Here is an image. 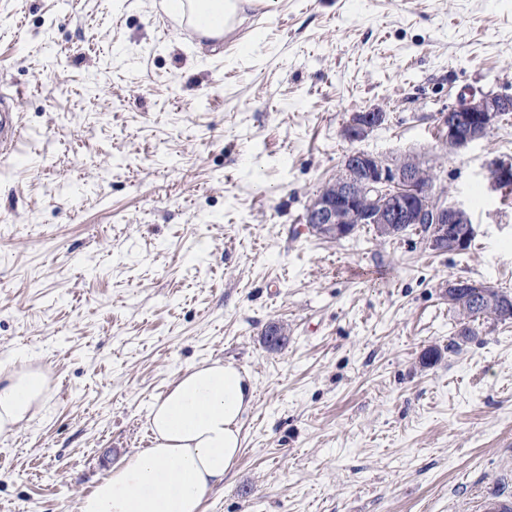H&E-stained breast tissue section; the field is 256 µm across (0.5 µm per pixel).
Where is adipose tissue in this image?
<instances>
[{"mask_svg": "<svg viewBox=\"0 0 512 512\" xmlns=\"http://www.w3.org/2000/svg\"><path fill=\"white\" fill-rule=\"evenodd\" d=\"M192 2L197 22L220 40L242 0H167L169 12ZM50 379L29 363L0 367V437L13 436L41 413ZM253 403L250 376L221 360L179 371L152 403V446L113 466L80 498L77 512H202L207 494L223 487L242 448L241 423Z\"/></svg>", "mask_w": 512, "mask_h": 512, "instance_id": "ef3b65f1", "label": "adipose tissue"}]
</instances>
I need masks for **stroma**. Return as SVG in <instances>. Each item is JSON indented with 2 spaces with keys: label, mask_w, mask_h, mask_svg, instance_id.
Segmentation results:
<instances>
[{
  "label": "stroma",
  "mask_w": 512,
  "mask_h": 512,
  "mask_svg": "<svg viewBox=\"0 0 512 512\" xmlns=\"http://www.w3.org/2000/svg\"><path fill=\"white\" fill-rule=\"evenodd\" d=\"M0 79L23 134L0 159V364L52 386L0 438V512H76L150 447L176 374L216 359L255 399L203 512H467L512 493V320L457 344L446 297L456 279L512 295V190L489 174L512 113L456 152L439 120L461 93L512 94V0H250L218 43L159 0H0ZM374 108L385 122L345 140ZM355 148L431 167L471 247L317 236L309 201ZM386 118L381 109H372L357 113L343 127L342 134L350 142H358L364 139L374 128L380 126ZM469 510L472 512H511L512 497L501 493L500 490L489 489L483 491L471 502Z\"/></svg>",
  "instance_id": "35a3bbf8"
}]
</instances>
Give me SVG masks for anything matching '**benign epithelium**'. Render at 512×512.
<instances>
[{
    "mask_svg": "<svg viewBox=\"0 0 512 512\" xmlns=\"http://www.w3.org/2000/svg\"><path fill=\"white\" fill-rule=\"evenodd\" d=\"M512 112V95L470 91L448 106L441 116L446 127L445 144L457 151L483 140L501 116ZM386 113L380 109L360 112L343 127V136L358 142L380 126ZM492 184H512V159H494L489 165ZM431 169L413 158L388 160L354 149L344 156L342 172L311 200L306 223L330 239L351 235L352 225L372 224L386 236L404 224H430L426 244L436 253L464 250L475 234L467 210L445 201L434 191ZM469 225L462 233L459 225ZM478 302L499 306L502 316L512 317V299L496 295L489 286L476 294Z\"/></svg>",
    "mask_w": 512,
    "mask_h": 512,
    "instance_id": "7a95c632",
    "label": "benign epithelium"
}]
</instances>
